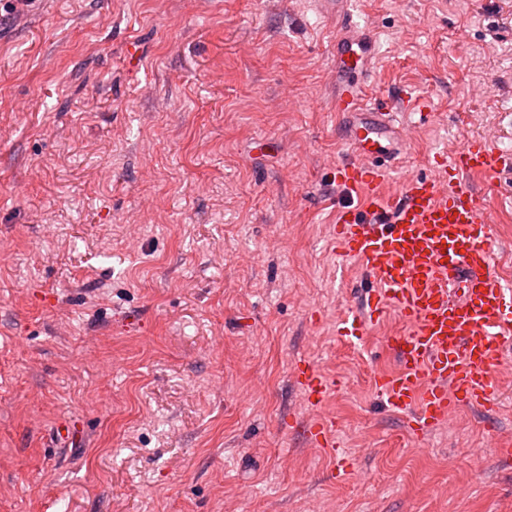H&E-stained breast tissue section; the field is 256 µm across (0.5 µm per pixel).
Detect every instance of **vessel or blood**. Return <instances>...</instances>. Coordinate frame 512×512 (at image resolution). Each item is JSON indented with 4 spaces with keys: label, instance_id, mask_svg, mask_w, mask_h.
Masks as SVG:
<instances>
[{
    "label": "vessel or blood",
    "instance_id": "1",
    "mask_svg": "<svg viewBox=\"0 0 512 512\" xmlns=\"http://www.w3.org/2000/svg\"><path fill=\"white\" fill-rule=\"evenodd\" d=\"M336 27L331 55L337 112L348 149L334 180L346 199L332 227L341 254L355 259L372 286L337 334L358 344L386 310L406 326L387 346L400 358L392 373L373 378L387 408L404 413L414 439L424 438L459 408L489 410L501 397L495 372L512 342V288L491 272V219L486 198L462 182L472 175L494 181L512 169V154L484 138L468 140L432 166L407 176L394 198L380 192L411 130L398 122V99L370 91L377 59L370 27L352 24L353 0H316ZM293 381L319 408L331 381L299 360ZM309 443L335 453L334 425L324 416L303 426Z\"/></svg>",
    "mask_w": 512,
    "mask_h": 512
}]
</instances>
